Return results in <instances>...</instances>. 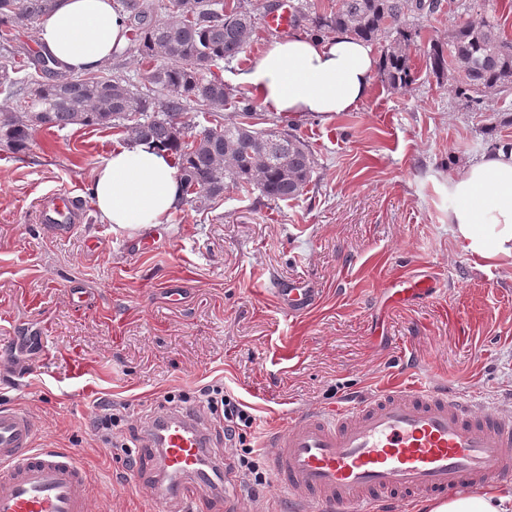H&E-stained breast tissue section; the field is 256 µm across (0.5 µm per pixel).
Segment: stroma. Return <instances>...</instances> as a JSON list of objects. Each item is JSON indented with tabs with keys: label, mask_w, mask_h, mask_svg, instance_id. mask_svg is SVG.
Returning <instances> with one entry per match:
<instances>
[{
	"label": "stroma",
	"mask_w": 512,
	"mask_h": 512,
	"mask_svg": "<svg viewBox=\"0 0 512 512\" xmlns=\"http://www.w3.org/2000/svg\"><path fill=\"white\" fill-rule=\"evenodd\" d=\"M243 2L254 33L213 68L229 86L269 43L309 34L338 0H292L297 20L284 33L263 23L281 0ZM442 3L414 21L411 85L374 82L357 110L329 117L261 112L260 127L294 131L314 154L310 183L288 201L230 186L210 207L181 202L169 223L115 229L90 188L126 134L71 126L38 131L21 153L0 146V404L32 416L35 447L74 454L92 512L163 507L149 483L126 481L137 447L117 455L96 435L100 400L120 407L127 438L158 415L165 392L222 386L251 409L247 439L265 473L268 437L288 414L384 386L408 359L419 382L475 396L485 411L512 409V257L465 252L445 190L488 144L512 145V94L494 97L495 112H471L425 71L431 43L459 22L493 14L512 40V0ZM61 193L85 204L66 235L41 214ZM419 275L436 279L432 296L388 302L393 281ZM296 282L319 301L291 316L273 290ZM199 512L289 510L269 484L258 504L230 485Z\"/></svg>",
	"instance_id": "1"
}]
</instances>
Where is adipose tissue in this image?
<instances>
[{
    "label": "adipose tissue",
    "instance_id": "1",
    "mask_svg": "<svg viewBox=\"0 0 512 512\" xmlns=\"http://www.w3.org/2000/svg\"><path fill=\"white\" fill-rule=\"evenodd\" d=\"M127 15L115 0H57L43 20L42 49L66 69L82 72L112 59L129 38ZM379 57L367 41L347 34L307 35L271 42L234 80L278 116H329L364 103ZM103 223L119 229L168 223L182 189L173 157L145 142L117 148L95 169L91 186ZM458 206L448 222L466 251L484 259L512 257V151L499 149L471 160L449 178ZM419 512H512V487L490 485L447 499L420 501Z\"/></svg>",
    "mask_w": 512,
    "mask_h": 512
}]
</instances>
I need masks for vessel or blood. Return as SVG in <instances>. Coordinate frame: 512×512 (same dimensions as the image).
Returning a JSON list of instances; mask_svg holds the SVG:
<instances>
[{
    "label": "vessel or blood",
    "instance_id": "1",
    "mask_svg": "<svg viewBox=\"0 0 512 512\" xmlns=\"http://www.w3.org/2000/svg\"><path fill=\"white\" fill-rule=\"evenodd\" d=\"M44 210L67 234L84 207L64 194ZM433 288L425 278H402L390 298L406 302ZM275 295L290 315L318 302L314 289L299 285ZM35 436L27 412L0 406V512H91L86 474L74 455L35 447ZM271 440L270 467L290 512H374L512 479V416L477 414L472 398L438 386L393 383L333 413L295 412ZM209 446V422L197 410H171L146 423L139 455L143 470L157 472L166 512H197L200 494L222 496V485L200 480Z\"/></svg>",
    "mask_w": 512,
    "mask_h": 512
}]
</instances>
